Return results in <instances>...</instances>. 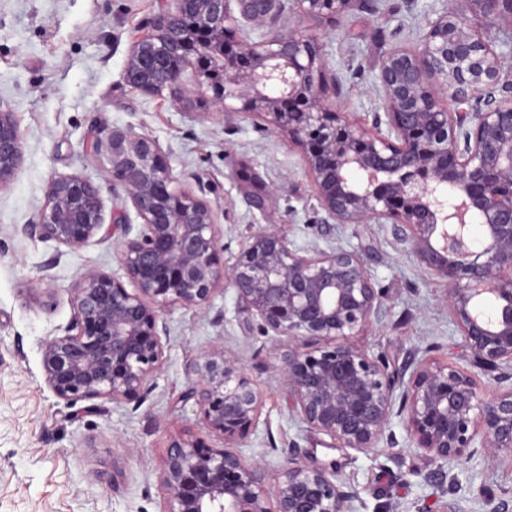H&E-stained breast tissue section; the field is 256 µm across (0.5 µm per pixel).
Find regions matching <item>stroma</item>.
Wrapping results in <instances>:
<instances>
[{"mask_svg": "<svg viewBox=\"0 0 512 512\" xmlns=\"http://www.w3.org/2000/svg\"><path fill=\"white\" fill-rule=\"evenodd\" d=\"M451 2L473 27L512 40V18L484 17L470 0H368L367 8L332 24L293 15L288 25L317 40L329 73L340 75L337 110L367 122L382 108L373 73L384 56L398 46L418 47L428 16ZM173 8L174 0H0V110L14 114L24 151L21 170L0 188V512H165L159 473L170 440L183 435L213 448L224 444L183 400L190 365L215 345L240 357L262 394L259 422L238 447L268 473L296 445L307 460L338 465L355 495L353 512H448L452 500L462 512H487L490 497L512 495V469L477 457L453 464L454 485L440 486L400 416L392 418L393 443L366 454L329 447L328 437L301 423L277 374L279 353L230 287L204 306L165 311L162 366L147 392L87 410L46 385L41 344L70 320V286L89 268L118 271L124 231L113 220L135 215L125 193L104 181L107 155L92 150L98 133L114 129L157 140L181 186L212 205L224 229L225 266L253 232L273 224L302 249L360 250L386 309L355 344L394 370L413 352L469 366L448 314L447 281L419 265L391 225L339 224L324 234L302 152L268 117L219 114L193 62L185 65L180 103L125 83L133 46L156 16ZM74 174L101 184L110 233L60 254L17 227L34 217L52 179ZM256 195L263 207L251 204ZM51 258L49 302L32 285Z\"/></svg>", "mask_w": 512, "mask_h": 512, "instance_id": "1", "label": "stroma"}]
</instances>
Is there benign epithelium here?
I'll return each instance as SVG.
<instances>
[{"label":"benign epithelium","instance_id":"7a95c632","mask_svg":"<svg viewBox=\"0 0 512 512\" xmlns=\"http://www.w3.org/2000/svg\"><path fill=\"white\" fill-rule=\"evenodd\" d=\"M357 0H292L302 16L334 18ZM486 17L512 15V0H468ZM285 0H176L132 49L124 78L139 92L186 93L174 58H195L220 112L264 114L302 151L324 212L321 225L390 224L397 241L448 281V312L490 390L456 365L411 357L401 373L352 342L384 309L360 251L296 248L274 226L250 238L231 269L214 208L179 186L160 144L120 130L98 137L105 179L120 187L141 229L118 263L133 284L97 268L70 288L63 334L41 345L45 383L68 403L119 402L160 370L169 307L201 306L225 285L284 350L279 376L291 407L336 448L367 453L403 417L414 447L444 466L478 451L512 467V44L496 45L450 7L420 47H396L375 83L384 112L372 121L335 110L339 80L324 84L319 43L280 26ZM24 163L13 113L0 111V186ZM102 186L54 178L36 217L19 231L76 250L103 228ZM193 402L224 446L177 437L160 473L166 512H353L338 466L309 465L301 448L268 474L234 449L259 419L262 398L240 358L219 346L192 367Z\"/></svg>","mask_w":512,"mask_h":512}]
</instances>
